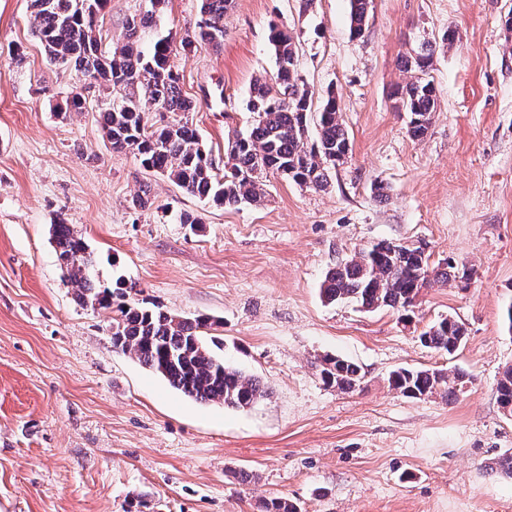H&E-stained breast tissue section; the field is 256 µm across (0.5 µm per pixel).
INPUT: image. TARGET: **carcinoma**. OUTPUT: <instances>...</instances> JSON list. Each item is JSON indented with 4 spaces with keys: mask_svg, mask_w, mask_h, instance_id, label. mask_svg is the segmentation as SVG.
<instances>
[{
    "mask_svg": "<svg viewBox=\"0 0 512 512\" xmlns=\"http://www.w3.org/2000/svg\"><path fill=\"white\" fill-rule=\"evenodd\" d=\"M35 34L49 58L82 75L112 83L124 91L112 110L104 113L103 127L112 150L130 151L141 166L157 173L216 207L238 208L257 204L264 197V174L272 171L299 186L324 189L332 170L350 150L340 99L331 92L320 111H311L310 94L296 68L297 47L287 31L272 25L269 42L277 70L269 78L254 81L248 103L251 127L228 140L231 168L219 176L212 152L202 141L187 114L193 108L181 92L173 57L191 49L196 41L218 48L224 41V13L231 0H201L200 19L181 39L170 35L141 49V38L151 28L157 7L165 0H150L152 9L126 20L120 45L108 50L97 30V13L107 0H91L96 12L85 8L86 0H31ZM350 32L363 35L369 20L371 0H349ZM432 42L403 58V66L416 72L415 79L395 92L397 108L408 116V131L420 138L427 132L437 100L429 78ZM156 106L168 113L160 125L149 120L146 109ZM316 136H311L310 126ZM52 238L75 288L77 301L93 309H110L112 346L133 354L139 363L163 377L173 388L200 403H219L227 408L247 409L266 395L256 378L224 363L211 346L210 318H186L158 305L131 297L133 285L117 278L107 285L96 272V256L86 260L84 238L61 220L51 225ZM469 274L451 262L434 264L422 246L381 241L329 269L321 286L325 303L349 302L366 311L388 309L407 313L423 288L467 280ZM466 336L465 326L452 317L438 319L424 329L421 344L452 355ZM323 382L344 392L360 387L363 374L355 363L326 355L319 361ZM469 381V374H452L439 368H402L393 372L389 384L413 398L438 397L452 402ZM496 400L512 415V366L500 373ZM262 512H299L283 497L265 500Z\"/></svg>",
    "mask_w": 512,
    "mask_h": 512,
    "instance_id": "1",
    "label": "carcinoma"
}]
</instances>
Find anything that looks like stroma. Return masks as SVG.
I'll list each match as a JSON object with an SVG mask.
<instances>
[{
    "label": "stroma",
    "mask_w": 512,
    "mask_h": 512,
    "mask_svg": "<svg viewBox=\"0 0 512 512\" xmlns=\"http://www.w3.org/2000/svg\"><path fill=\"white\" fill-rule=\"evenodd\" d=\"M149 7L108 0L104 45ZM199 9L166 0L144 44L193 29ZM511 11L512 0H372L355 38L349 0H233L223 45L175 60L216 164L248 128L253 80L276 70L273 22L294 37L314 103L339 93L350 150L326 189L271 173L263 205L224 209L112 151L103 114L119 91L51 64L30 0H0V512H260L274 497L302 512H512L500 468L512 417L494 393L512 365ZM427 40L438 99L416 139L392 93L410 79L401 55ZM76 91L85 109L57 117ZM145 184L151 205L133 207ZM186 210L199 223H178ZM61 219L101 280L210 317L225 362L267 397L244 410L201 403L113 348L111 312L81 306L63 278L50 235ZM380 241L423 246L473 277L422 290L408 325L323 303L327 271ZM445 316L467 329L451 356L418 340ZM327 354L360 366V388L323 384ZM401 367L470 380L452 403L412 399L388 384Z\"/></svg>",
    "instance_id": "stroma-1"
}]
</instances>
